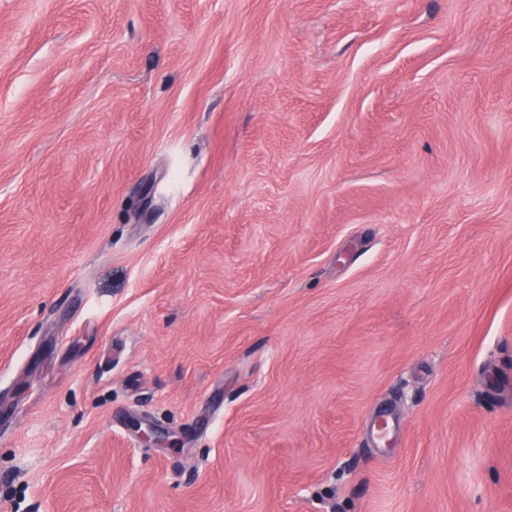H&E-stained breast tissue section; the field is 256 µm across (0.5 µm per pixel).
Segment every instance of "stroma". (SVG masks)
I'll return each mask as SVG.
<instances>
[{"label":"stroma","mask_w":512,"mask_h":512,"mask_svg":"<svg viewBox=\"0 0 512 512\" xmlns=\"http://www.w3.org/2000/svg\"><path fill=\"white\" fill-rule=\"evenodd\" d=\"M0 512H512V0H0Z\"/></svg>","instance_id":"obj_1"}]
</instances>
